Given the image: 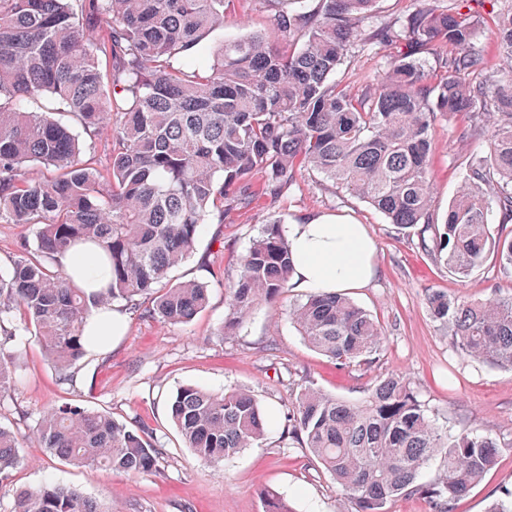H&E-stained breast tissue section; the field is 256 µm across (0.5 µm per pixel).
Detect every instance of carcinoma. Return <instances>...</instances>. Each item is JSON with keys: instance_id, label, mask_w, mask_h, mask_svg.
Here are the masks:
<instances>
[{"instance_id": "obj_1", "label": "carcinoma", "mask_w": 512, "mask_h": 512, "mask_svg": "<svg viewBox=\"0 0 512 512\" xmlns=\"http://www.w3.org/2000/svg\"><path fill=\"white\" fill-rule=\"evenodd\" d=\"M260 0L268 29L224 43L209 66L187 68L184 52L224 27V0H0V221L35 229L0 274V395L14 384L16 315L60 373L87 354L86 320L121 301L167 324L191 321L208 302L195 281L171 270L193 253L201 225L249 202L247 189L277 196L307 167L355 196L460 279L489 254L512 270V235L491 232L493 207L512 216V9L493 32L502 70L488 69L471 44L478 21L455 7L422 10L401 30L364 28L375 0H319L291 11ZM399 42L359 95L336 79L367 42ZM432 51L435 67L421 58ZM46 98L49 112L25 100ZM462 114L460 138L485 144L442 221L431 213V155L438 114ZM47 170L43 179L25 172ZM101 266L108 286L91 295L64 270ZM293 273L288 238L271 220L242 256L227 290L224 329L260 301L281 297ZM152 307H143L146 296ZM426 304L462 357L512 368V298L471 302L432 291ZM303 339L340 366L383 346L380 326L340 293L315 292L289 305ZM170 420L200 460L221 465L263 439L267 421L245 389L213 393L187 384ZM288 423L336 481L354 512H385L402 494L432 512H452L497 464L501 444L473 431L448 435L400 374L349 403L306 388ZM34 437L77 467L127 474L157 469L163 449L108 413L65 403L46 411ZM18 434L0 426V484L18 463ZM441 455L446 469L419 482ZM264 512H292L263 493ZM12 512H101L78 490L47 482L21 490Z\"/></svg>"}]
</instances>
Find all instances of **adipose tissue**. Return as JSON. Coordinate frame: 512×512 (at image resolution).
Instances as JSON below:
<instances>
[{"label":"adipose tissue","mask_w":512,"mask_h":512,"mask_svg":"<svg viewBox=\"0 0 512 512\" xmlns=\"http://www.w3.org/2000/svg\"><path fill=\"white\" fill-rule=\"evenodd\" d=\"M294 254L293 287L344 293L376 275V243L361 224L316 217L288 227Z\"/></svg>","instance_id":"obj_1"}]
</instances>
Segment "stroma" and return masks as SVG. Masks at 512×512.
Masks as SVG:
<instances>
[{
    "mask_svg": "<svg viewBox=\"0 0 512 512\" xmlns=\"http://www.w3.org/2000/svg\"><path fill=\"white\" fill-rule=\"evenodd\" d=\"M438 5L439 0H376L366 26L399 28L418 11ZM470 7L479 16L474 50L490 66L502 67L490 34L499 14L512 9V0H472ZM267 25L259 0H225L223 28L210 35L206 52L193 49L185 58L212 63L222 42ZM395 50V44L373 42L367 50L349 54L340 76L358 90ZM462 122V116L442 114L435 124L433 200L439 217L464 186L471 155L483 149L481 143L460 140ZM322 214L366 225L377 244V277L350 294L379 321L385 336L382 351L368 364L338 366L304 342L288 317L289 305L307 297L298 288L257 304L230 334L220 332L226 290L235 284L240 259L264 225L274 218L288 225ZM170 276L206 285V307L179 325L128 315L124 336L106 353L87 354L76 365L72 382H62L30 331L18 328L13 343L17 382L0 397V425L19 433L24 443L19 464L0 487V512H10L16 489L48 481L79 489L102 512H264L266 489L282 494L293 512H347L349 505L333 478L288 433V412L305 388L356 402L391 373L412 382L441 429L453 434L475 430L502 446L495 471L453 512H486L490 502L512 492V369L457 356L426 305L432 290L472 301L494 294L512 297V272L500 267L495 256L459 280L432 262L417 237L399 233L367 203L304 169L279 197L256 195L250 204L225 212L223 223L202 225L193 253ZM185 384L216 393L250 390L268 421L264 440L220 471L198 460L169 417L168 400ZM63 403L106 412L144 430L165 450L158 470L127 475L105 467L75 468L51 456L33 432L44 411Z\"/></svg>",
    "mask_w": 512,
    "mask_h": 512,
    "instance_id": "stroma-1",
    "label": "stroma"
}]
</instances>
